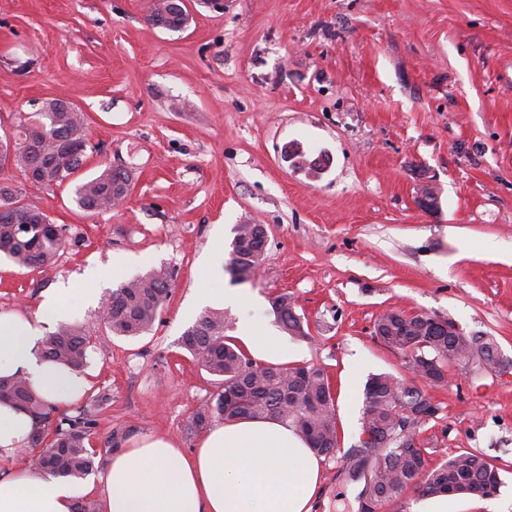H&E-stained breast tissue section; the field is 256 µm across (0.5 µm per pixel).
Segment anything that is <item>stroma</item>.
<instances>
[{
    "label": "stroma",
    "instance_id": "1",
    "mask_svg": "<svg viewBox=\"0 0 512 512\" xmlns=\"http://www.w3.org/2000/svg\"><path fill=\"white\" fill-rule=\"evenodd\" d=\"M178 32L152 25L146 0H0V135L16 137L41 102L86 118L92 151L78 174L131 176L112 211L90 214L73 185H19L24 201L68 225L75 243L38 270L0 259V313L36 317L64 288L69 322L95 345L89 394L56 416L90 413L95 471L150 437L197 448L194 412L220 389L178 339L204 307L199 289L232 288L227 333L268 328L292 364L331 377L342 448L359 439L362 378L404 375L373 335L385 311L452 318L512 358V0H185ZM326 155L293 168L283 147ZM438 208L416 202L418 173ZM261 224L259 272H228L234 229ZM173 279L151 331L117 337L97 316L120 283L158 267ZM97 280H87L90 271ZM290 297L309 338L272 313ZM107 396L95 406L92 398ZM437 418L420 432L433 461L494 457L491 499L449 497L448 512H512V372L459 373L429 388ZM312 512H358L340 457L323 460Z\"/></svg>",
    "mask_w": 512,
    "mask_h": 512
}]
</instances>
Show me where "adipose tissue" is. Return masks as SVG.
I'll list each match as a JSON object with an SVG mask.
<instances>
[{"instance_id":"1","label":"adipose tissue","mask_w":512,"mask_h":512,"mask_svg":"<svg viewBox=\"0 0 512 512\" xmlns=\"http://www.w3.org/2000/svg\"><path fill=\"white\" fill-rule=\"evenodd\" d=\"M36 320L0 314V377L20 374L51 405L83 396L89 381L38 358ZM34 430L31 416L0 401V512H73L76 489L13 468ZM321 464L293 427L239 420L209 430L193 454L165 438L113 453L105 471L103 512H311Z\"/></svg>"}]
</instances>
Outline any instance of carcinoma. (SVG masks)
<instances>
[{
	"label": "carcinoma",
	"mask_w": 512,
	"mask_h": 512,
	"mask_svg": "<svg viewBox=\"0 0 512 512\" xmlns=\"http://www.w3.org/2000/svg\"><path fill=\"white\" fill-rule=\"evenodd\" d=\"M176 3L180 10H171L165 22L170 31L181 30L188 20L183 0ZM30 119L22 131L24 140L16 143L12 166L0 165V254L35 270L52 264L72 237L67 225L51 222L39 207L20 201L21 191L4 172L12 167L31 186L60 187L74 178L87 157L89 142L84 113L65 102L48 101ZM130 186L128 172L107 167L76 186L75 201L99 214L112 210L117 199L129 194ZM259 232L255 224L235 228L228 266L241 282L264 259ZM171 281L169 271L159 268L120 283L106 298L105 326L113 335L124 337L150 330L171 294ZM273 313L285 330L310 337L292 299L276 298ZM375 328L383 333L384 345L407 357L431 386L446 384L448 376L470 366L490 363L486 354L492 339L454 336L448 333V319L438 315L394 310L379 316ZM224 330V311L207 309L178 339L179 347L222 385L215 400L193 414L194 428L201 431L215 419H276L300 432L317 455L334 456L340 447V428L327 372L315 366L258 362ZM91 347L83 326L66 323L45 339L41 352L46 360L82 372ZM2 399L34 418L36 430L29 449L41 472L64 479H82L92 472L96 451L90 446V435L95 420L67 415L52 420L53 408L22 377H0ZM438 413L439 407L403 377L380 373L367 380L360 418V434L366 439L343 455L345 480L361 485L359 512H381L385 503L408 489L424 498L442 494L492 498L499 493V469L487 455L463 450L439 462L429 458L417 437L422 419L416 415Z\"/></svg>",
	"instance_id": "cac0c4a2"
}]
</instances>
